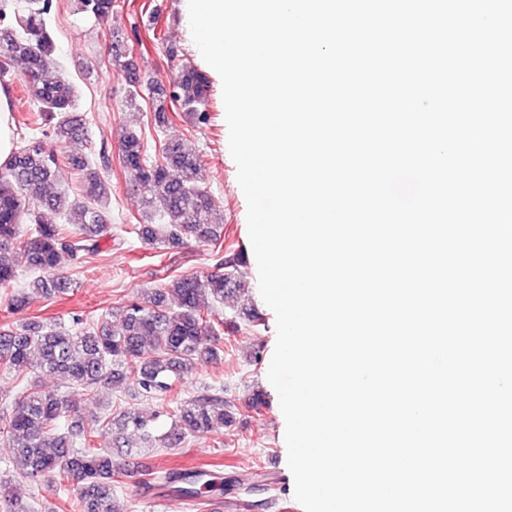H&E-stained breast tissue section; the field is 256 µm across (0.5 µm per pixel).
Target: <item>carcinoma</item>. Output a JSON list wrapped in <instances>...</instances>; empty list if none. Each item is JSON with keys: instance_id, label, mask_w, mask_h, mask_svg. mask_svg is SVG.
I'll use <instances>...</instances> for the list:
<instances>
[{"instance_id": "cac0c4a2", "label": "carcinoma", "mask_w": 512, "mask_h": 512, "mask_svg": "<svg viewBox=\"0 0 512 512\" xmlns=\"http://www.w3.org/2000/svg\"><path fill=\"white\" fill-rule=\"evenodd\" d=\"M78 4L96 19L112 16L113 0ZM50 9V0H38L37 7L18 17L9 0H0V72L22 65L38 104L32 123L42 125L44 135L56 141H77L85 138L87 122L76 113L75 88L63 77L48 76ZM125 43V34L112 32V65L124 74L131 97L148 91L157 126L169 121V100L200 122L209 120L200 107L211 97V82L187 53L166 49L177 69L167 91L146 82L126 60L121 51ZM120 153L132 189L142 195L147 214L158 220L135 224L133 232L146 244L169 249L192 237L212 247L214 263L205 275L167 276L150 295L126 301L96 322L76 318L75 328L68 330L38 321L0 329V371L16 376L14 394L0 395V442L14 449L9 476L0 479V512H19L23 488L46 478L61 487L69 481L76 485V494L68 498L69 512H125L114 493V456L175 451L195 435L234 422L235 405L217 390L177 402L169 423L162 420L168 416L165 409L150 419L132 406L89 419L79 413L75 394L95 395L101 388L115 390L127 383L139 397L163 401L178 379L220 357L223 349L217 341L224 327L237 333L244 326L255 331L263 325V314L254 307L227 320L216 310L251 283L245 252L224 244V233L212 223L217 204L199 186L200 157L175 141L162 143L151 156L136 130L126 133ZM61 162L34 138L21 141L0 164V250L14 251L34 274L29 287L47 296L69 289L70 280L58 273L61 260L97 254L100 238L112 230L102 206L110 187L94 161L68 157V164L81 172L80 201L52 188ZM44 211L65 216L67 223H42ZM16 278L15 264L1 259L0 288H9ZM44 376L64 379L69 391L44 390ZM103 436L110 438V447L98 446ZM153 483L196 507L204 504V490L215 485L197 471H166L153 477Z\"/></svg>"}]
</instances>
